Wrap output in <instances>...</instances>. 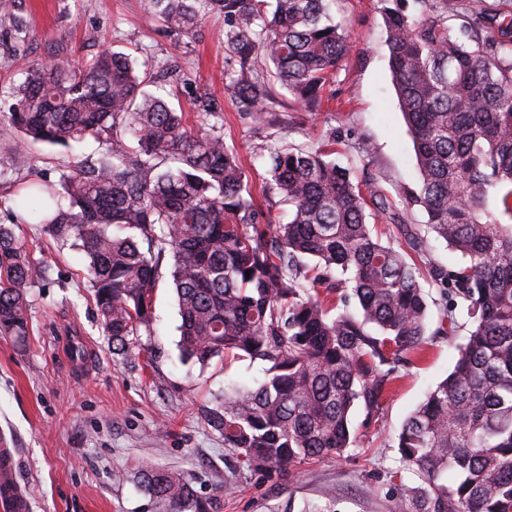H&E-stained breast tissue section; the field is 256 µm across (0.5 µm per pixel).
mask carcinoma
<instances>
[{"label": "carcinoma", "instance_id": "1", "mask_svg": "<svg viewBox=\"0 0 512 512\" xmlns=\"http://www.w3.org/2000/svg\"><path fill=\"white\" fill-rule=\"evenodd\" d=\"M148 2L147 22L172 31L196 27L203 4L224 16V49L241 71L232 92L257 125L272 123L270 80L316 111L352 50L330 0ZM435 2L419 19L398 4L383 14L419 172L402 194L460 256L453 265L429 259L423 275L383 242L366 221L383 198L327 147L256 144L266 205L256 204L236 146L211 122L218 113L205 107L188 128L123 52L41 67L15 88L13 165L26 166L35 144L100 145L58 181L28 183L16 205L85 256L113 354L143 350L169 254L182 359L267 364L262 382L205 414L240 472L279 478L305 460L344 458L354 411L372 416L397 367L424 346L436 290L444 313L433 334L455 331L460 307L466 343L398 433L400 460L417 476L399 512H512V224L498 219L512 218V21L485 39L479 29L496 17L450 25V0ZM48 270L0 224L1 335H26L28 289ZM137 479L168 512L211 509L183 473L146 465Z\"/></svg>", "mask_w": 512, "mask_h": 512}]
</instances>
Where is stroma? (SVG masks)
Listing matches in <instances>:
<instances>
[{"instance_id": "stroma-1", "label": "stroma", "mask_w": 512, "mask_h": 512, "mask_svg": "<svg viewBox=\"0 0 512 512\" xmlns=\"http://www.w3.org/2000/svg\"><path fill=\"white\" fill-rule=\"evenodd\" d=\"M147 0H18L14 17H0V113L10 106L12 82L54 59L85 63L105 49L148 62L164 75L162 95L181 105L189 126L201 114L195 102L213 101L224 119V137L235 143L247 168L257 204H264L262 162L251 146L265 141L310 148L336 141V160L374 186L390 204L372 212L376 225L406 258L414 252L403 224L423 226V211L405 209L401 191L418 181L411 134L391 83L383 0H333L352 51L337 70L335 101L328 111L309 112L285 90L273 124L255 125L241 112L225 84L239 65L224 50V19L209 14L188 34L145 22ZM23 35H16V21ZM18 141L0 120V222L12 224L30 257L46 262V281L30 288L29 333L0 335V438L19 458L18 476L29 488L31 512H166L163 503L134 478L154 465L187 474L211 512H302L310 501L333 512H398L402 484L413 473L400 461L396 438L408 416L453 368L465 331L428 336L421 356L400 367L379 410L353 417L357 445L348 458L327 457L298 465L272 480L254 472L231 473L224 439L204 420L234 386H255L264 364L213 358L202 367L183 362L180 318L169 277L155 291L154 334L134 362L113 355L97 317L84 258L70 242L53 237L30 217L13 224L14 196L28 181L57 180L73 160L96 157L86 140L75 154L44 144L32 146L24 168L11 162Z\"/></svg>"}]
</instances>
